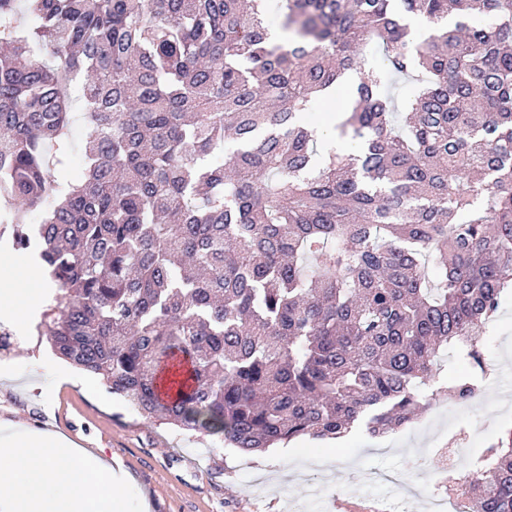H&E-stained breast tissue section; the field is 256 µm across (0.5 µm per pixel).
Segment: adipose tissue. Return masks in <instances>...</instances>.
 I'll return each mask as SVG.
<instances>
[{
    "instance_id": "1",
    "label": "adipose tissue",
    "mask_w": 512,
    "mask_h": 512,
    "mask_svg": "<svg viewBox=\"0 0 512 512\" xmlns=\"http://www.w3.org/2000/svg\"><path fill=\"white\" fill-rule=\"evenodd\" d=\"M20 288L0 297L17 329H24L49 287L42 271L30 267ZM123 469L74 446L50 431H0V504L5 512H123Z\"/></svg>"
}]
</instances>
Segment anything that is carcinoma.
Listing matches in <instances>:
<instances>
[{
  "label": "carcinoma",
  "instance_id": "obj_1",
  "mask_svg": "<svg viewBox=\"0 0 512 512\" xmlns=\"http://www.w3.org/2000/svg\"><path fill=\"white\" fill-rule=\"evenodd\" d=\"M277 10L286 46L267 0H0V224L41 243L37 334L141 415L246 454L412 422L442 347L483 369L512 288V0ZM345 74L355 151L317 166L304 114ZM73 103L78 181L54 175ZM462 484L471 512H512V431ZM73 112H75L74 113L75 122L72 126L71 133H72V138L75 141L76 150L72 157L70 166L67 170V176L69 179L77 180L80 178L81 172H82V164H81L79 152L77 150V146H78L79 142L81 141V139L84 137L86 129H85L84 124L82 123V121L79 118L80 117L79 109L74 108Z\"/></svg>",
  "mask_w": 512,
  "mask_h": 512
}]
</instances>
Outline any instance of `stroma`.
Here are the masks:
<instances>
[{
  "label": "stroma",
  "instance_id": "obj_1",
  "mask_svg": "<svg viewBox=\"0 0 512 512\" xmlns=\"http://www.w3.org/2000/svg\"><path fill=\"white\" fill-rule=\"evenodd\" d=\"M482 353L496 375L466 407L448 382L470 365L447 348L426 388L432 402L408 426L383 436L360 428L333 444L299 438L252 455L143 417L58 359L36 331L20 333L0 316V430L55 431L121 461L130 475L125 512H373L378 500L424 512L447 489L452 439L463 437L474 461L512 429V290L485 329Z\"/></svg>",
  "mask_w": 512,
  "mask_h": 512
}]
</instances>
